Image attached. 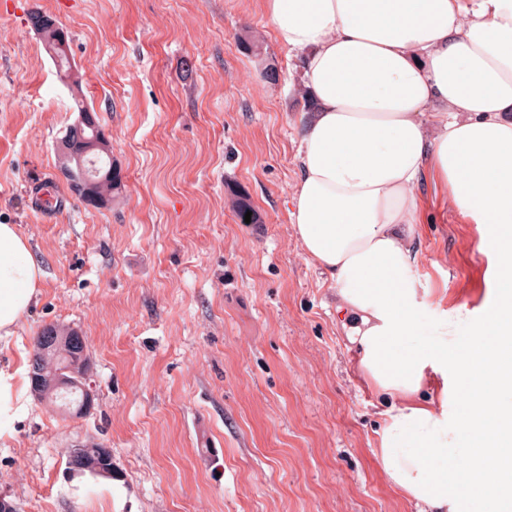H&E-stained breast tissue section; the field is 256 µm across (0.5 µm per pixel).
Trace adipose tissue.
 Returning <instances> with one entry per match:
<instances>
[{"mask_svg": "<svg viewBox=\"0 0 512 512\" xmlns=\"http://www.w3.org/2000/svg\"><path fill=\"white\" fill-rule=\"evenodd\" d=\"M263 3L312 104L289 222L336 286L365 385L390 401L382 471L420 512H512V0ZM430 176L493 260L497 286L470 329L487 339L479 355L416 338V189ZM42 278L0 223V337Z\"/></svg>", "mask_w": 512, "mask_h": 512, "instance_id": "obj_1", "label": "adipose tissue"}]
</instances>
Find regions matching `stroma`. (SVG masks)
I'll return each mask as SVG.
<instances>
[{"label": "stroma", "instance_id": "obj_1", "mask_svg": "<svg viewBox=\"0 0 512 512\" xmlns=\"http://www.w3.org/2000/svg\"><path fill=\"white\" fill-rule=\"evenodd\" d=\"M36 9L67 31L110 141L121 190L107 207L59 173L77 111L28 24ZM249 32L261 55L241 47ZM299 87L262 0H0V222L45 272L0 340V368L24 389L0 434V493L19 512H415L381 470L387 404L363 383L336 289L289 222ZM231 185L259 223L237 218ZM418 194L417 320L452 350L469 331L460 306L479 310L494 281L480 225L435 183ZM49 324L85 338L86 416L29 389ZM87 441L111 448L112 477L70 471L68 449ZM228 202L233 211L236 213L238 219L241 221V223L246 224L245 214L247 211L252 212L251 222L249 224L259 223V217L257 215V212L255 211L249 198V195L245 190L236 187L229 188Z\"/></svg>", "mask_w": 512, "mask_h": 512}]
</instances>
